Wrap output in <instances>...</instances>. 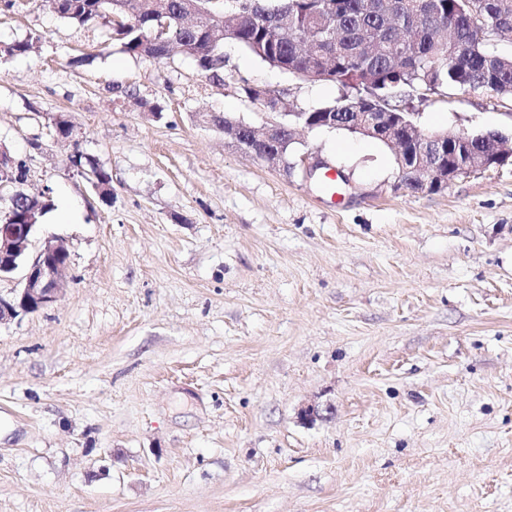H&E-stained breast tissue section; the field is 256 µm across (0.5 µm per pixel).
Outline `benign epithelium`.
Instances as JSON below:
<instances>
[{
  "label": "benign epithelium",
  "mask_w": 512,
  "mask_h": 512,
  "mask_svg": "<svg viewBox=\"0 0 512 512\" xmlns=\"http://www.w3.org/2000/svg\"><path fill=\"white\" fill-rule=\"evenodd\" d=\"M183 14L197 19L202 25L215 26L219 16L205 9L202 0H183ZM294 77L318 81L333 78L331 68H302L292 70ZM379 96L372 106L375 112H362L364 101L354 102L358 111L343 121L341 113L335 111L278 113V118L262 126L264 135L259 141L243 137L242 130H253L255 126L241 120L224 118V137L244 153L270 165H288L286 147L288 136L303 129H345L349 126L359 135L371 139L379 138L392 147L398 168V186H405L404 176L413 172L417 190L431 191L444 187L461 177L478 170L498 168L512 160V149L498 144L505 140L501 134L487 142L475 159L456 168L446 162L452 149L448 133L424 134L419 128L415 112H384ZM39 228V219L30 212L20 224H0V278L8 277L17 270L23 275L19 288L12 294H0V326L7 325L22 315L39 312L57 301L64 290L70 268V252L67 244L54 237L44 239L41 246L32 249L33 239Z\"/></svg>",
  "instance_id": "7a95c632"
}]
</instances>
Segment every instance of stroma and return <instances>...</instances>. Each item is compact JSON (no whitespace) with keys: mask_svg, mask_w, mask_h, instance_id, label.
I'll list each match as a JSON object with an SVG mask.
<instances>
[{"mask_svg":"<svg viewBox=\"0 0 512 512\" xmlns=\"http://www.w3.org/2000/svg\"><path fill=\"white\" fill-rule=\"evenodd\" d=\"M15 41L32 48L0 54V142L50 188L38 236L65 240L70 274L0 327V512H512L511 165L411 193L387 145L318 128L272 166L208 116L259 127L245 88L308 112L340 85L231 43L215 83L47 0H0ZM414 109L426 131L512 134V103L484 95Z\"/></svg>","mask_w":512,"mask_h":512,"instance_id":"stroma-1","label":"stroma"}]
</instances>
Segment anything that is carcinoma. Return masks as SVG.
<instances>
[{"instance_id":"cac0c4a2","label":"carcinoma","mask_w":512,"mask_h":512,"mask_svg":"<svg viewBox=\"0 0 512 512\" xmlns=\"http://www.w3.org/2000/svg\"><path fill=\"white\" fill-rule=\"evenodd\" d=\"M478 6L493 31L476 30L469 22L467 2ZM61 17L86 24L102 19L115 29L124 50L136 57L156 61L160 47L155 41L177 39L181 54L195 60L209 73L224 61V39L212 29L186 28L180 22L181 0H48ZM236 11L248 13L231 41L252 55L251 42L267 40L278 58L260 57L272 64L284 60L303 67L320 65L326 56L336 64L339 78L353 80L354 91L363 96L388 91L387 104L432 83L485 93L499 102L512 99V54L498 51L501 42L512 45V0H441L443 14L453 25L447 43L436 40L435 16L427 0H389L400 17L396 21L366 0H342V10L325 12L324 28L314 30L319 13L315 0H307V11L296 13L292 0H230ZM288 13L290 34L269 38L280 16ZM3 218L17 224L25 211L39 208L37 198L23 192L0 198Z\"/></svg>"}]
</instances>
